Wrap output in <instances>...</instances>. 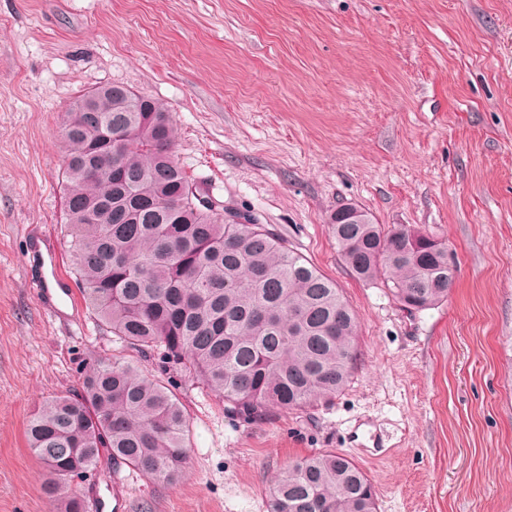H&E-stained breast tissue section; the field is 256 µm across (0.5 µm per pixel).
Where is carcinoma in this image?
<instances>
[{
  "instance_id": "carcinoma-1",
  "label": "carcinoma",
  "mask_w": 512,
  "mask_h": 512,
  "mask_svg": "<svg viewBox=\"0 0 512 512\" xmlns=\"http://www.w3.org/2000/svg\"><path fill=\"white\" fill-rule=\"evenodd\" d=\"M69 107L62 137L67 232L88 307L112 335L157 350L229 410L254 419L275 408L330 401L348 385L358 319L336 283L265 224L197 198L173 154L168 108L112 86L92 112ZM112 131V162L101 132ZM332 215L340 257L358 279L386 282L408 310L448 298V245L407 227ZM188 422L176 395L129 363L100 360L76 394L46 400L26 427L43 463V492L82 512L68 482L102 455L155 481H178L188 464ZM270 512H377L367 474L325 450L288 466Z\"/></svg>"
}]
</instances>
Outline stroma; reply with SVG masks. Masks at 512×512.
I'll return each instance as SVG.
<instances>
[{"mask_svg":"<svg viewBox=\"0 0 512 512\" xmlns=\"http://www.w3.org/2000/svg\"><path fill=\"white\" fill-rule=\"evenodd\" d=\"M105 84L166 103L187 176L335 281L360 323L335 400L248 421L112 336L76 281L45 311L29 241L69 272L62 124ZM346 205L445 242L447 301L357 280L329 226ZM112 358L163 381L189 433L176 484L107 458L73 482L109 512H268L322 450L378 512H512V0H0V512H59L26 423Z\"/></svg>","mask_w":512,"mask_h":512,"instance_id":"stroma-1","label":"stroma"}]
</instances>
